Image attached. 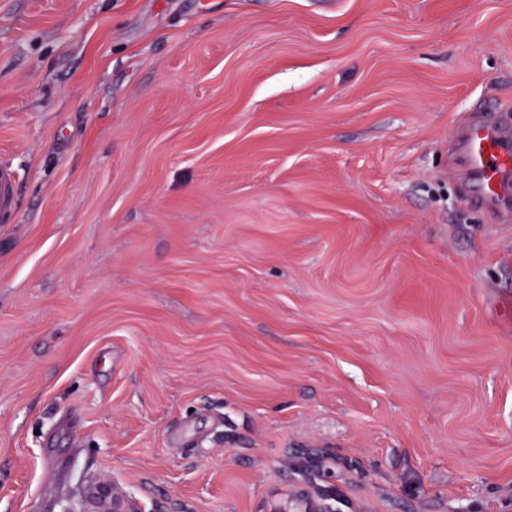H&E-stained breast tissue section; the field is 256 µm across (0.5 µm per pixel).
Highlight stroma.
<instances>
[{"mask_svg": "<svg viewBox=\"0 0 512 512\" xmlns=\"http://www.w3.org/2000/svg\"><path fill=\"white\" fill-rule=\"evenodd\" d=\"M512 0H0V512H512ZM465 196L487 212L494 224L512 223V134L504 115L473 114L454 145ZM18 206L17 170L7 163L0 164V222L9 221Z\"/></svg>", "mask_w": 512, "mask_h": 512, "instance_id": "obj_1", "label": "stroma"}]
</instances>
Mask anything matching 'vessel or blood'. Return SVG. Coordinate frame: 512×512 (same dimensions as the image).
Returning a JSON list of instances; mask_svg holds the SVG:
<instances>
[{
    "label": "vessel or blood",
    "mask_w": 512,
    "mask_h": 512,
    "mask_svg": "<svg viewBox=\"0 0 512 512\" xmlns=\"http://www.w3.org/2000/svg\"><path fill=\"white\" fill-rule=\"evenodd\" d=\"M465 196L487 212L493 223H512V128L503 115L473 114L454 145ZM18 206L16 169L0 164V221H9Z\"/></svg>",
    "instance_id": "obj_1"
}]
</instances>
